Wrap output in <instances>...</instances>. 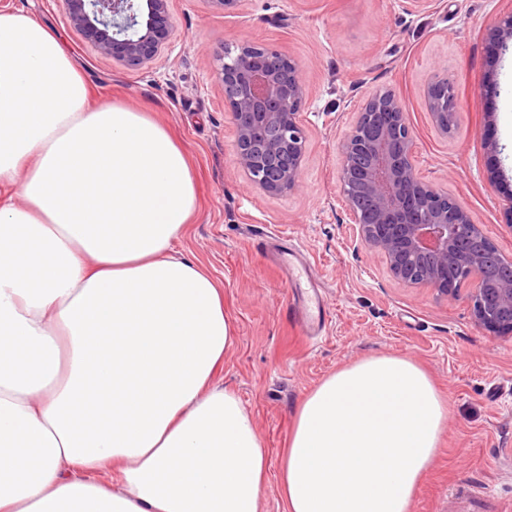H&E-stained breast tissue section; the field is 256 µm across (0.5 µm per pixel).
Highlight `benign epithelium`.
<instances>
[{
  "label": "benign epithelium",
  "instance_id": "7a95c632",
  "mask_svg": "<svg viewBox=\"0 0 512 512\" xmlns=\"http://www.w3.org/2000/svg\"><path fill=\"white\" fill-rule=\"evenodd\" d=\"M67 19L104 58L127 69L147 68L165 49L172 33L170 0H64ZM217 75L225 110L235 127L236 162L249 184L269 195L295 189L307 153L301 108L308 96L297 63L269 45L242 42L219 57ZM425 105L439 132L454 125L453 88L432 80ZM341 201L366 246L381 252L392 277L445 295L479 278L470 296L476 324L512 335V320L498 308L512 309V282L485 299L479 259L459 251L460 235L483 236L465 208L448 192L424 181L413 156V136L405 106L389 90L369 93L338 146ZM280 158L288 167L277 168ZM364 184L374 202L370 220L360 214L353 187Z\"/></svg>",
  "mask_w": 512,
  "mask_h": 512
}]
</instances>
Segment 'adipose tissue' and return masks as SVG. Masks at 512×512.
<instances>
[{
    "label": "adipose tissue",
    "instance_id": "adipose-tissue-1",
    "mask_svg": "<svg viewBox=\"0 0 512 512\" xmlns=\"http://www.w3.org/2000/svg\"><path fill=\"white\" fill-rule=\"evenodd\" d=\"M195 218L165 124L0 11V512H260L272 475L284 512H412L448 409L428 372L338 369L271 468L222 383L224 290L176 248Z\"/></svg>",
    "mask_w": 512,
    "mask_h": 512
}]
</instances>
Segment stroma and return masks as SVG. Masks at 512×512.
<instances>
[{
    "label": "stroma",
    "instance_id": "1",
    "mask_svg": "<svg viewBox=\"0 0 512 512\" xmlns=\"http://www.w3.org/2000/svg\"><path fill=\"white\" fill-rule=\"evenodd\" d=\"M49 26L78 61L97 103L126 100L158 113L192 160L197 218L177 250L224 288L234 342L224 385L241 399L278 462L302 398L348 363L380 354L428 369L448 399L440 461L412 512H503L512 504V335L478 327L464 283L450 298L395 280L353 238L340 196L338 144L364 97L391 90L404 104L420 176L512 256V49L487 50L512 0H242L235 13L208 0H172L173 34L150 67L100 57L69 24L63 0H0ZM270 44L294 59L308 97V152L297 187L252 189L235 164L233 120L215 69L235 42ZM447 79L456 122L441 135L426 110L428 83ZM501 147L492 155L487 128ZM504 179L492 182L491 164ZM300 246L326 303V328L304 335L274 250Z\"/></svg>",
    "mask_w": 512,
    "mask_h": 512
}]
</instances>
